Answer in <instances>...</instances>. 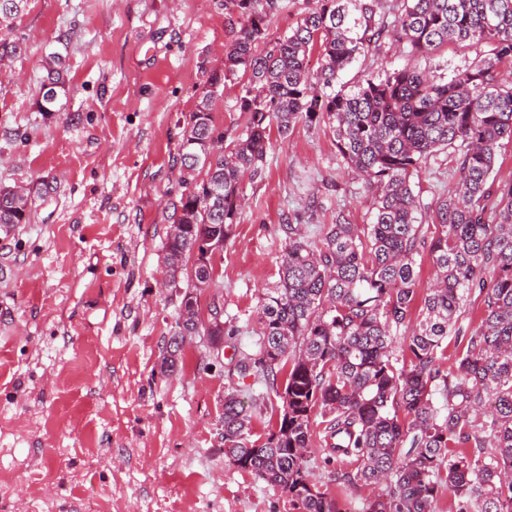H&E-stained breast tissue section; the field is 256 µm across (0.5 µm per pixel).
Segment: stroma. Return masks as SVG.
Returning a JSON list of instances; mask_svg holds the SVG:
<instances>
[{
  "mask_svg": "<svg viewBox=\"0 0 512 512\" xmlns=\"http://www.w3.org/2000/svg\"><path fill=\"white\" fill-rule=\"evenodd\" d=\"M232 0H28L9 35L24 50L0 87V182L26 188L29 220L0 232V512H289L280 489L224 460V394L243 389L255 435L275 429L282 402L257 357L259 298L279 279L288 227L320 242L344 216L365 225L373 197L345 164L327 123L271 132L265 175L247 199L198 319L221 312L222 348L187 337L173 373L160 371L183 288L165 283L163 244L180 198L178 148L212 72L224 68ZM486 45L451 43L417 67L450 79ZM66 86L38 107L50 56ZM384 43L341 74L352 85L405 65ZM459 156H431L413 190L422 224L458 178ZM308 465L344 512L374 486L342 490L313 448Z\"/></svg>",
  "mask_w": 512,
  "mask_h": 512,
  "instance_id": "35a3bbf8",
  "label": "stroma"
}]
</instances>
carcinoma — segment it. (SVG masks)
I'll return each mask as SVG.
<instances>
[{"instance_id":"carcinoma-1","label":"carcinoma","mask_w":512,"mask_h":512,"mask_svg":"<svg viewBox=\"0 0 512 512\" xmlns=\"http://www.w3.org/2000/svg\"><path fill=\"white\" fill-rule=\"evenodd\" d=\"M237 22L224 71L185 119L179 144L182 184L164 244L172 278L187 277L178 336L197 332L193 318L206 284L192 273L195 252L224 247L238 217L244 179L265 173L272 125L283 138L296 123L324 122L343 160L374 192L372 221L360 228L342 214L321 245L288 227L279 280L264 289L258 312L259 358L237 364L240 378L285 376L281 420L254 437L252 410L224 394V459L288 494L292 512H343L306 467L315 417L324 447L354 457L345 490L386 484L367 512H433L441 489L454 512H512V183L499 189L495 221L486 219L489 179L502 141H512V0H395L394 19L380 0H308L296 27L268 37L285 0H233ZM27 0H0V29ZM409 56L448 42H476L489 54L448 81L414 66L339 83L358 56L380 41ZM321 68L310 72L314 48ZM20 50L0 36V66ZM40 109L51 112L61 84L51 56ZM245 127L214 124L209 103L240 83ZM459 152V179L437 203L430 252L435 274L415 310V255L425 245L412 179L434 153ZM29 219L27 197L0 185V231ZM483 296L480 326L460 319L468 298ZM409 361L397 367L400 333ZM466 341L444 367L449 335Z\"/></svg>"}]
</instances>
